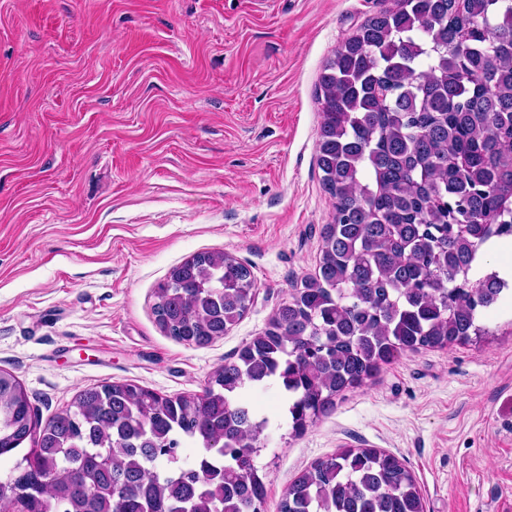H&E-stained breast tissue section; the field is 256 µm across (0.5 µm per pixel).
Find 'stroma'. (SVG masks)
Returning <instances> with one entry per match:
<instances>
[{
	"instance_id": "35a3bbf8",
	"label": "stroma",
	"mask_w": 512,
	"mask_h": 512,
	"mask_svg": "<svg viewBox=\"0 0 512 512\" xmlns=\"http://www.w3.org/2000/svg\"><path fill=\"white\" fill-rule=\"evenodd\" d=\"M391 0H0V369L40 422L83 388L201 392L318 270L334 220L316 151L319 76ZM200 252L256 295L203 347L160 329L154 291ZM478 342L422 348L294 434L277 387L255 465L265 512L338 449L404 460L426 512H512V306Z\"/></svg>"
}]
</instances>
